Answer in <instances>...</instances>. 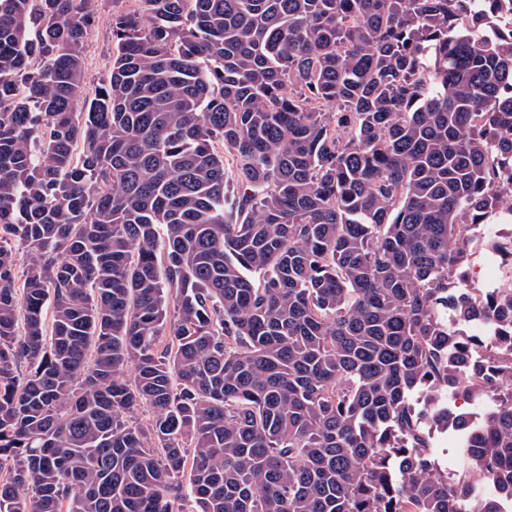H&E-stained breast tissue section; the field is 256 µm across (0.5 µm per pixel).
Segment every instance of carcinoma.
<instances>
[{"label": "carcinoma", "instance_id": "cac0c4a2", "mask_svg": "<svg viewBox=\"0 0 512 512\" xmlns=\"http://www.w3.org/2000/svg\"><path fill=\"white\" fill-rule=\"evenodd\" d=\"M141 2L0 0V512H501L512 0ZM144 7L138 0H93L96 24L86 42V77L83 96L92 97L98 82L107 74L112 60V14ZM488 250L492 251L485 254L482 260L476 264V273L482 274V276H492L500 280L507 279L512 286V259L511 262L508 261V253L510 250L512 251V239L507 244L500 245L497 249L493 250L489 247ZM504 259L508 262L502 266L499 265L505 262L503 261Z\"/></svg>", "mask_w": 512, "mask_h": 512}]
</instances>
